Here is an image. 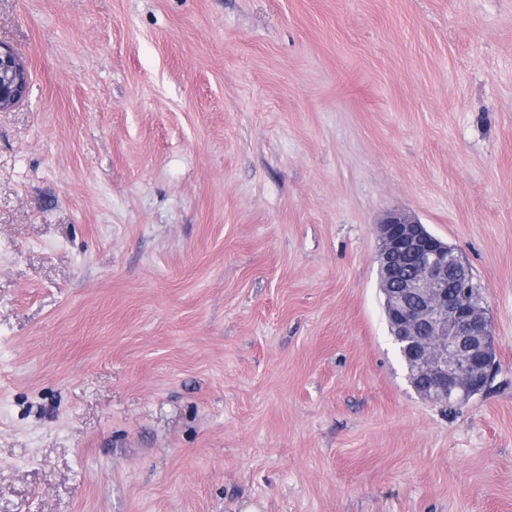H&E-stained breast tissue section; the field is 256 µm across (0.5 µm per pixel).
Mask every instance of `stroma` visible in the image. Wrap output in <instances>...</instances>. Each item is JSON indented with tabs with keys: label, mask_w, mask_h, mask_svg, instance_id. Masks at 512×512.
<instances>
[{
	"label": "stroma",
	"mask_w": 512,
	"mask_h": 512,
	"mask_svg": "<svg viewBox=\"0 0 512 512\" xmlns=\"http://www.w3.org/2000/svg\"><path fill=\"white\" fill-rule=\"evenodd\" d=\"M0 512H512V0H0ZM498 372L421 399L378 221ZM29 84L25 63L0 45V112L12 109L26 94ZM377 240L387 316L404 343L400 356L412 387L443 404L484 393L498 366L493 322L467 260L401 210L380 220Z\"/></svg>",
	"instance_id": "stroma-1"
}]
</instances>
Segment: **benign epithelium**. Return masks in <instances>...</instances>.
Masks as SVG:
<instances>
[{"mask_svg":"<svg viewBox=\"0 0 512 512\" xmlns=\"http://www.w3.org/2000/svg\"><path fill=\"white\" fill-rule=\"evenodd\" d=\"M28 84L25 63L0 45V112ZM377 240L387 316L412 387L443 404L484 393L497 371L493 322L467 260L401 210L380 220Z\"/></svg>","mask_w":512,"mask_h":512,"instance_id":"1","label":"benign epithelium"}]
</instances>
